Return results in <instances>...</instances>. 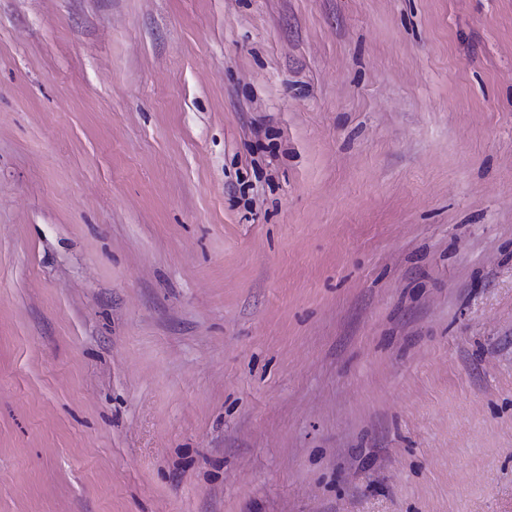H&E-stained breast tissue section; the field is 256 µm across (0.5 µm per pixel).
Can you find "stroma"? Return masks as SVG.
I'll list each match as a JSON object with an SVG mask.
<instances>
[{
	"instance_id": "35a3bbf8",
	"label": "stroma",
	"mask_w": 512,
	"mask_h": 512,
	"mask_svg": "<svg viewBox=\"0 0 512 512\" xmlns=\"http://www.w3.org/2000/svg\"><path fill=\"white\" fill-rule=\"evenodd\" d=\"M0 512H512V0H0Z\"/></svg>"
}]
</instances>
